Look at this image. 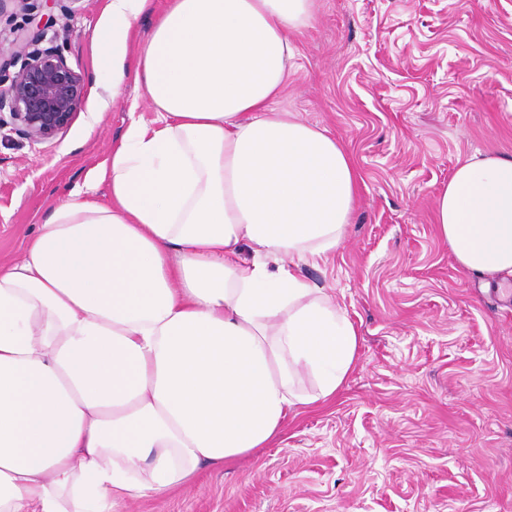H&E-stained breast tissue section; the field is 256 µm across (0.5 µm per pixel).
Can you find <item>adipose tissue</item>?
<instances>
[{
  "mask_svg": "<svg viewBox=\"0 0 512 512\" xmlns=\"http://www.w3.org/2000/svg\"><path fill=\"white\" fill-rule=\"evenodd\" d=\"M150 5L108 0L91 42L95 77L134 83L154 126L132 120L0 264V512H114L186 484L273 442L356 360L344 309L296 272L344 239L356 170L271 109L311 0H167L129 57ZM436 222L461 269L512 275V158L465 159Z\"/></svg>",
  "mask_w": 512,
  "mask_h": 512,
  "instance_id": "1",
  "label": "adipose tissue"
}]
</instances>
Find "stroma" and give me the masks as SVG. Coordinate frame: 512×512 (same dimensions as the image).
Wrapping results in <instances>:
<instances>
[{
    "label": "stroma",
    "instance_id": "35a3bbf8",
    "mask_svg": "<svg viewBox=\"0 0 512 512\" xmlns=\"http://www.w3.org/2000/svg\"><path fill=\"white\" fill-rule=\"evenodd\" d=\"M105 0H50L86 84L71 124L34 143L0 135V263L58 199L83 188L130 119L156 113L92 70ZM272 106L326 130L357 194L344 240L299 276L358 333L336 395L289 414L269 446L115 512H512V276L458 267L436 200L468 156H512V0H312Z\"/></svg>",
    "mask_w": 512,
    "mask_h": 512
}]
</instances>
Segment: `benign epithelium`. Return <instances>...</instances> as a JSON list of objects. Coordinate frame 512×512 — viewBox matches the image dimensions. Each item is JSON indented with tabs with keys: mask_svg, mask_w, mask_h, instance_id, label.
<instances>
[{
	"mask_svg": "<svg viewBox=\"0 0 512 512\" xmlns=\"http://www.w3.org/2000/svg\"><path fill=\"white\" fill-rule=\"evenodd\" d=\"M18 67L11 73L9 69ZM85 82L68 64L57 37L20 28L9 58L0 60V131L33 143L52 140L72 120Z\"/></svg>",
	"mask_w": 512,
	"mask_h": 512,
	"instance_id": "7a95c632",
	"label": "benign epithelium"
}]
</instances>
